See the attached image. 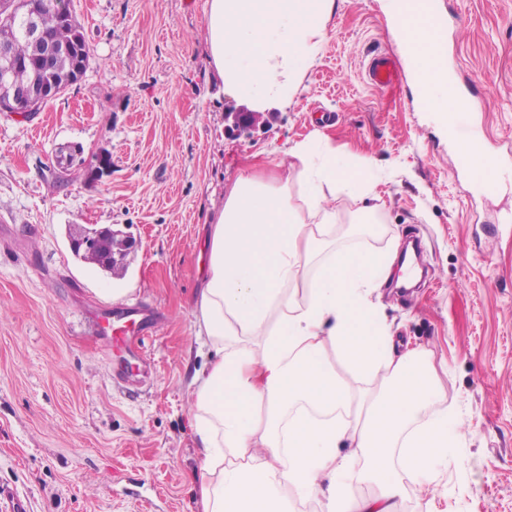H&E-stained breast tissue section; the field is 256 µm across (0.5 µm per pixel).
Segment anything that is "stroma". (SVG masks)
<instances>
[{
    "label": "stroma",
    "instance_id": "stroma-1",
    "mask_svg": "<svg viewBox=\"0 0 512 512\" xmlns=\"http://www.w3.org/2000/svg\"><path fill=\"white\" fill-rule=\"evenodd\" d=\"M448 68L501 188L470 176L411 77L371 87V52L399 58L388 0H336L288 103L256 127L228 115L208 61L205 0H71L91 48L82 80L31 115L0 113V512H201L190 382L203 363L192 303L205 226L242 173L290 169L324 141L350 172L375 171L369 213L328 198L339 248L422 243L428 269L400 297L373 293L396 341L431 355L453 417L470 425L429 492L400 512H512V0H438ZM78 147L59 171L56 152ZM112 166L91 171L101 155ZM72 224L138 242L112 276L77 260ZM146 303L161 320L137 382L114 380L95 315Z\"/></svg>",
    "mask_w": 512,
    "mask_h": 512
}]
</instances>
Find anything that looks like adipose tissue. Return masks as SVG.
Listing matches in <instances>:
<instances>
[{"mask_svg": "<svg viewBox=\"0 0 512 512\" xmlns=\"http://www.w3.org/2000/svg\"><path fill=\"white\" fill-rule=\"evenodd\" d=\"M335 0H206L209 62L224 88L253 111L287 102ZM399 47L423 78L416 87L439 116L455 109L442 34L404 27ZM302 201L287 176L248 173L224 192L210 224L193 315L206 361L193 377L191 427L203 512H282L293 486L326 500L327 512H398L404 482L432 485L459 433L420 348L398 350L370 296L393 260L330 247V193L368 198L372 180L348 175L328 143L290 149ZM304 286L305 298L292 289ZM377 379L352 390L336 374ZM365 457L352 472L338 454ZM406 449V475L394 468ZM375 485L353 498L351 487Z\"/></svg>", "mask_w": 512, "mask_h": 512, "instance_id": "ef3b65f1", "label": "adipose tissue"}]
</instances>
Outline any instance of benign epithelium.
<instances>
[{
	"mask_svg": "<svg viewBox=\"0 0 512 512\" xmlns=\"http://www.w3.org/2000/svg\"><path fill=\"white\" fill-rule=\"evenodd\" d=\"M46 4L44 0H0V17L10 21L16 14L26 19L22 39L40 50L39 61L46 82L34 78L28 84L14 81V71L28 65L30 59L18 52L14 39L0 41V112L32 114L41 110L45 100L55 98L69 88L72 80L60 74L53 65L56 57L66 53L64 41L49 36L43 25ZM114 233L112 227H79L69 238L70 248L89 247Z\"/></svg>",
	"mask_w": 512,
	"mask_h": 512,
	"instance_id": "1",
	"label": "benign epithelium"
}]
</instances>
